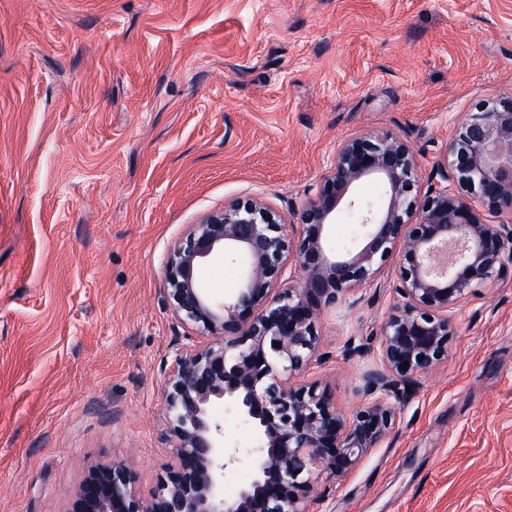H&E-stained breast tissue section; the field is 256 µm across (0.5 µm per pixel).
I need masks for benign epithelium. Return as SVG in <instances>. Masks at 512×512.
<instances>
[{"instance_id": "benign-epithelium-1", "label": "benign epithelium", "mask_w": 512, "mask_h": 512, "mask_svg": "<svg viewBox=\"0 0 512 512\" xmlns=\"http://www.w3.org/2000/svg\"><path fill=\"white\" fill-rule=\"evenodd\" d=\"M416 160L392 135L340 143L297 221L285 226L255 200L236 201L193 224L166 262V301L199 343L171 347L164 377L165 441L170 462L143 493L136 473L115 461L94 466L67 512H311L320 501L314 474L344 478L393 428L395 403L415 378L448 357L452 313L473 286L512 266V226L486 214L512 210V97L458 126L436 161L420 200L412 197ZM387 185L381 207L349 201L364 228L360 248L332 252L324 231L354 183ZM399 253V301L382 324L380 365L363 371L366 404L351 417L320 382L294 379L317 356L323 314L354 307L357 287ZM242 261L233 299L198 282L205 263ZM298 279L286 282L287 263ZM279 346H274V343ZM226 405L249 428L251 480L224 497V472L237 448L215 407Z\"/></svg>"}]
</instances>
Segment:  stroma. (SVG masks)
<instances>
[{
    "mask_svg": "<svg viewBox=\"0 0 512 512\" xmlns=\"http://www.w3.org/2000/svg\"><path fill=\"white\" fill-rule=\"evenodd\" d=\"M512 95V0H0V512H66L116 460L154 486L168 250L256 198L291 220L337 145L409 142L426 191L461 116ZM398 259L317 323L305 375L361 402ZM313 512H512V267ZM366 347L345 357L348 341ZM224 493L248 482L247 426Z\"/></svg>",
    "mask_w": 512,
    "mask_h": 512,
    "instance_id": "35a3bbf8",
    "label": "stroma"
}]
</instances>
